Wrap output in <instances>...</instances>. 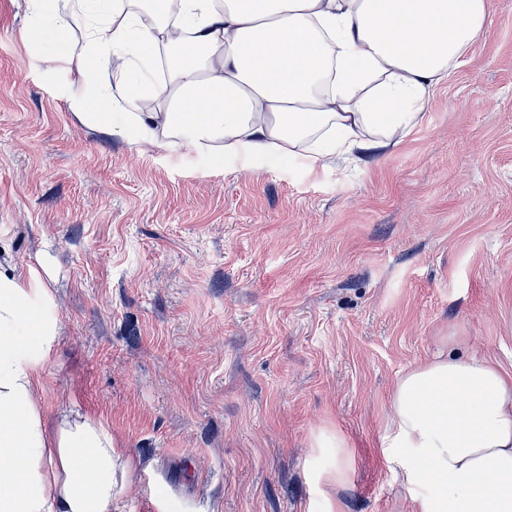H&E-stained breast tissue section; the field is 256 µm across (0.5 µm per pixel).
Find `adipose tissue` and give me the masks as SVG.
Returning a JSON list of instances; mask_svg holds the SVG:
<instances>
[{
  "instance_id": "ef3b65f1",
  "label": "adipose tissue",
  "mask_w": 512,
  "mask_h": 512,
  "mask_svg": "<svg viewBox=\"0 0 512 512\" xmlns=\"http://www.w3.org/2000/svg\"><path fill=\"white\" fill-rule=\"evenodd\" d=\"M32 0L26 40L70 54L83 80L69 107L140 148L197 154L331 157L398 146L491 22L488 0ZM163 46L156 79L145 44ZM158 102L154 112L142 101ZM60 336L54 296L36 269L0 270V512H112L135 461L107 426L63 418L48 433L40 377ZM386 452L414 512H512V370L482 356L436 354L398 379ZM346 481L339 435L312 438Z\"/></svg>"
}]
</instances>
